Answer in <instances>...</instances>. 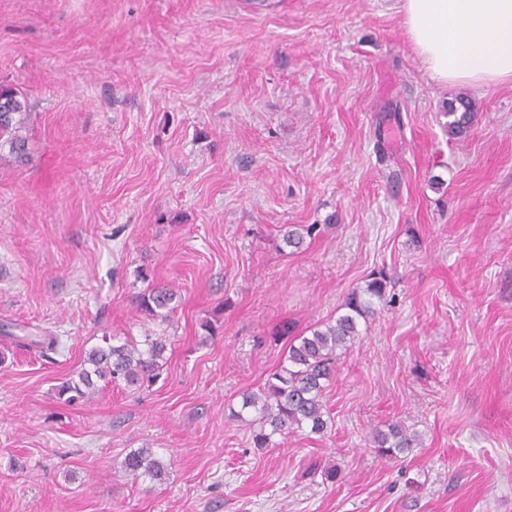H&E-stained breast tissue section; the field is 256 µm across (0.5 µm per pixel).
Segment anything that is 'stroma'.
Masks as SVG:
<instances>
[{
    "label": "stroma",
    "mask_w": 512,
    "mask_h": 512,
    "mask_svg": "<svg viewBox=\"0 0 512 512\" xmlns=\"http://www.w3.org/2000/svg\"><path fill=\"white\" fill-rule=\"evenodd\" d=\"M0 84L31 112L0 160V325L59 338L0 336V512H512V85L431 81L400 0H0ZM380 271L325 433L254 447L242 393ZM154 284L164 322L133 304ZM148 332L156 383L59 397ZM395 422L419 443L379 456ZM137 448L164 480L123 474ZM472 108V103L464 96L448 101L443 114L448 117L444 126L450 137L460 136L467 132L471 123ZM177 291L174 288L154 287L146 288L136 296L137 311L150 320H166L175 308ZM4 333H1L3 337L6 339H12L19 346L27 347L31 350L39 351L42 354H46L47 352L56 351L57 340L54 336H14V334L10 331L4 330Z\"/></svg>",
    "instance_id": "obj_1"
}]
</instances>
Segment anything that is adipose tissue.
Returning a JSON list of instances; mask_svg holds the SVG:
<instances>
[{
	"instance_id": "obj_1",
	"label": "adipose tissue",
	"mask_w": 512,
	"mask_h": 512,
	"mask_svg": "<svg viewBox=\"0 0 512 512\" xmlns=\"http://www.w3.org/2000/svg\"><path fill=\"white\" fill-rule=\"evenodd\" d=\"M428 76L476 88L512 81V0H403Z\"/></svg>"
}]
</instances>
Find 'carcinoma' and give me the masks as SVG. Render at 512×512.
Here are the masks:
<instances>
[{
  "label": "carcinoma",
  "instance_id": "obj_1",
  "mask_svg": "<svg viewBox=\"0 0 512 512\" xmlns=\"http://www.w3.org/2000/svg\"><path fill=\"white\" fill-rule=\"evenodd\" d=\"M3 94L15 98V105L10 112H0V158L7 155L21 162L28 156L29 106L10 87L3 88ZM471 113L472 103L468 98L459 96L449 101L444 107L448 135L455 137L467 132ZM386 286L382 274L372 278L365 287L353 289L344 301L345 313L308 335L296 337L264 384L242 395L241 411L234 416L243 418L247 409L257 413L253 420L259 425L253 435L255 447H268L271 437L277 434L286 436L305 428L319 435L326 431L329 416L323 397L326 382L336 371V351L348 348L361 335L360 322L366 323L374 316L375 304L384 300ZM177 297L174 288H147L135 298L137 311L150 320H165L173 311ZM3 337L42 354L57 347L54 336H16L7 331ZM165 352L166 343L160 336L148 334L140 342L123 343L116 342L114 336H104L102 344L85 353L77 378L64 382L58 395L70 403L88 400L95 393L97 380L106 384L122 381L128 386L151 383L160 375ZM373 443L380 455L396 458L416 447L419 436L400 424H390L387 429L374 432ZM121 468L133 478L148 476L157 481L162 480L166 470L150 448L129 452Z\"/></svg>",
  "mask_w": 512,
  "mask_h": 512
}]
</instances>
